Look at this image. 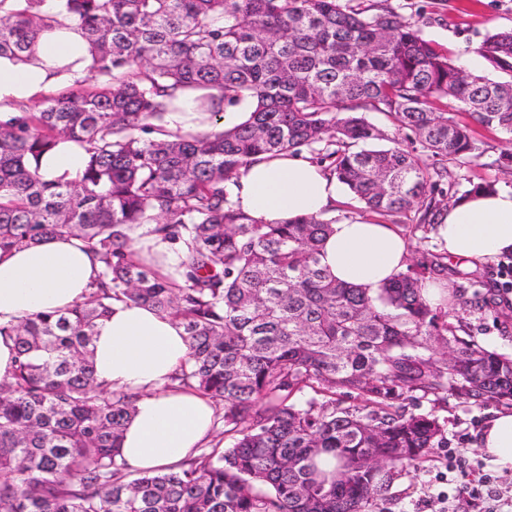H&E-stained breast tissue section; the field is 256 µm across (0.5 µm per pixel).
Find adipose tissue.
Wrapping results in <instances>:
<instances>
[{
  "mask_svg": "<svg viewBox=\"0 0 512 512\" xmlns=\"http://www.w3.org/2000/svg\"><path fill=\"white\" fill-rule=\"evenodd\" d=\"M87 56L80 36L54 31L43 33L33 62L1 57L0 122L16 117L17 105L83 79ZM83 163V149L63 141L41 159L40 172L49 179L71 180ZM232 195L237 208L268 224L332 213L342 199L335 177L315 162L289 154L261 155L242 167ZM438 234L450 258L472 267L512 253V189L460 197L441 214ZM407 255V243L393 225L364 218L333 224L319 250L320 264L330 276L373 292L405 269ZM99 272L92 253L67 237L0 253V325L72 307L85 298ZM187 351L182 326L148 306L113 304L95 328L96 377L140 394L120 442L133 469L181 462L212 428L214 411L208 400L164 388ZM476 444L493 465L512 470V410L491 411Z\"/></svg>",
  "mask_w": 512,
  "mask_h": 512,
  "instance_id": "adipose-tissue-1",
  "label": "adipose tissue"
}]
</instances>
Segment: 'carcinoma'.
I'll return each instance as SVG.
<instances>
[{
    "label": "carcinoma",
    "instance_id": "cac0c4a2",
    "mask_svg": "<svg viewBox=\"0 0 512 512\" xmlns=\"http://www.w3.org/2000/svg\"><path fill=\"white\" fill-rule=\"evenodd\" d=\"M45 2L0 0V57L27 61L59 28L82 35L90 64L0 122V251L67 236L102 273L72 308L0 328L17 352L0 381V512H373L442 447L422 400L512 402V359L460 338L422 295L448 255L371 296L319 265L335 220L262 224L228 189L255 157L306 147L371 211L434 224L448 163L485 152L436 103L512 142L511 80L457 65L389 0ZM478 53L512 72V30L486 34ZM187 88L210 91L198 112L250 99L251 118L173 134L166 117ZM367 106L421 156L356 112ZM62 140L83 148V171L47 180L37 163ZM137 229L180 245L174 274L140 260ZM114 301L178 316L188 354L165 388L221 402L227 444L132 477L119 445L136 394L98 381L91 362Z\"/></svg>",
    "mask_w": 512,
    "mask_h": 512
}]
</instances>
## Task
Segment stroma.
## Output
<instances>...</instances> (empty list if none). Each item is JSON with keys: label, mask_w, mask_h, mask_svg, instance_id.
Masks as SVG:
<instances>
[{"label": "stroma", "mask_w": 512, "mask_h": 512, "mask_svg": "<svg viewBox=\"0 0 512 512\" xmlns=\"http://www.w3.org/2000/svg\"><path fill=\"white\" fill-rule=\"evenodd\" d=\"M405 15L421 16L423 34L435 46L455 60L477 49L485 34L492 29H512V0H391ZM475 136L485 144L481 158L463 169L452 170L448 179L449 194L464 195L471 184L484 180L498 187L512 189V172L500 166L501 153L512 146L496 129L475 127ZM398 230L408 244V261L420 263L439 253L437 232L427 224L412 221L398 223ZM512 257L471 269L463 264H448V320L459 328L458 335L474 340L497 353L512 356V291L506 290L500 276L502 265ZM489 293L491 302L482 309L463 306L462 301L474 292ZM421 412H434L443 427L445 448L439 449L420 470L402 475L391 485L385 512H443V497L454 496L461 484L460 476H449L448 451L464 449L469 459L470 479L497 476L476 446L475 432L487 414L486 408L452 396L447 403L433 405L422 402Z\"/></svg>", "instance_id": "35a3bbf8"}]
</instances>
